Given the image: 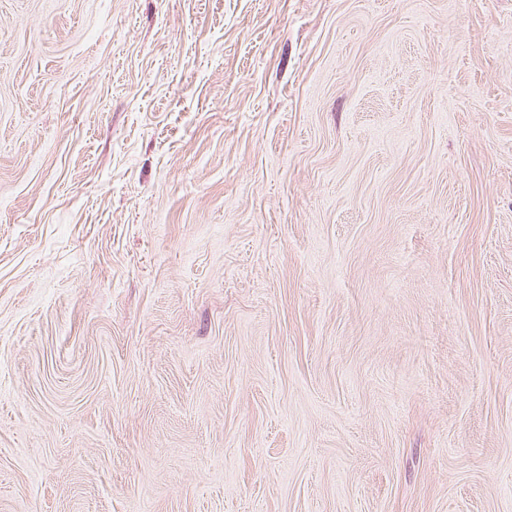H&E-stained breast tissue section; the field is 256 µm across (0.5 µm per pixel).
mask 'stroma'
Wrapping results in <instances>:
<instances>
[{"label": "stroma", "mask_w": 512, "mask_h": 512, "mask_svg": "<svg viewBox=\"0 0 512 512\" xmlns=\"http://www.w3.org/2000/svg\"><path fill=\"white\" fill-rule=\"evenodd\" d=\"M0 512H512V0H0Z\"/></svg>", "instance_id": "35a3bbf8"}]
</instances>
